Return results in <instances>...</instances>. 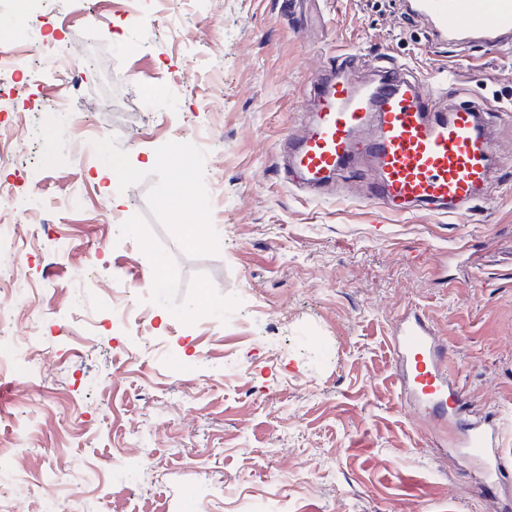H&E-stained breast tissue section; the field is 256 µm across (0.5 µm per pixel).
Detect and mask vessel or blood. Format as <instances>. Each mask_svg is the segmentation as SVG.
Returning <instances> with one entry per match:
<instances>
[{
	"label": "vessel or blood",
	"mask_w": 512,
	"mask_h": 512,
	"mask_svg": "<svg viewBox=\"0 0 512 512\" xmlns=\"http://www.w3.org/2000/svg\"><path fill=\"white\" fill-rule=\"evenodd\" d=\"M414 7L444 35L478 34L493 48L512 37V0H414ZM379 73V81L353 84L332 71L317 83L313 123L288 141L291 176L317 189L349 172L363 154L373 172L372 202L400 214L419 207L464 220L491 169L492 130L484 113L469 106L433 111L431 94L402 70ZM368 125L373 137L358 140ZM395 351L404 389L434 415L453 420L464 455L481 466L488 488L500 485L501 427L494 417L465 413L464 391L448 378L446 348L432 326L418 316L405 321Z\"/></svg>",
	"instance_id": "b4317fda"
}]
</instances>
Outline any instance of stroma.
<instances>
[{
    "instance_id": "obj_1",
    "label": "stroma",
    "mask_w": 512,
    "mask_h": 512,
    "mask_svg": "<svg viewBox=\"0 0 512 512\" xmlns=\"http://www.w3.org/2000/svg\"><path fill=\"white\" fill-rule=\"evenodd\" d=\"M3 28L39 58L0 112V205L34 291L0 345L25 351L0 371L21 512L80 469L96 474L81 512H502L512 487L484 489L454 426L404 401L390 339L406 314L432 322L512 466V48L438 38L407 0H297L293 18L282 0H0ZM383 58L424 87L451 73L436 108L490 115L491 180L465 222L392 214L355 172L317 196L286 179L324 70L369 80ZM115 157L132 174L108 187ZM42 195L69 206L33 239ZM84 277L107 301L129 287L145 321L57 335Z\"/></svg>"
}]
</instances>
